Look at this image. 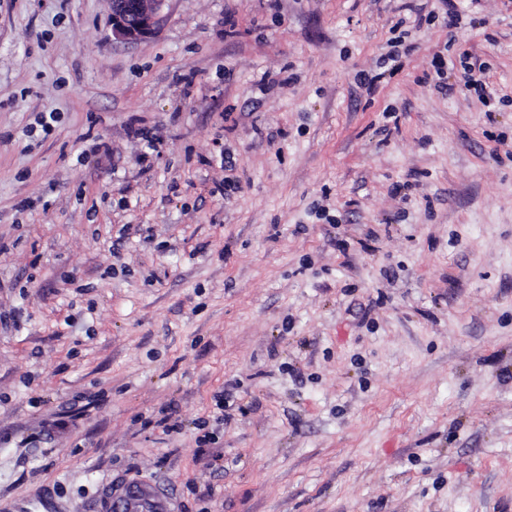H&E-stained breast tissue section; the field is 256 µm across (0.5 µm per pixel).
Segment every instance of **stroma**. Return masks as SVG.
<instances>
[{
	"mask_svg": "<svg viewBox=\"0 0 512 512\" xmlns=\"http://www.w3.org/2000/svg\"><path fill=\"white\" fill-rule=\"evenodd\" d=\"M110 8L0 0V512H512V0ZM112 36L137 43L154 35L167 0H110ZM97 508L100 512H174L167 490L135 480L115 489L112 481L103 482Z\"/></svg>",
	"mask_w": 512,
	"mask_h": 512,
	"instance_id": "stroma-1",
	"label": "stroma"
}]
</instances>
